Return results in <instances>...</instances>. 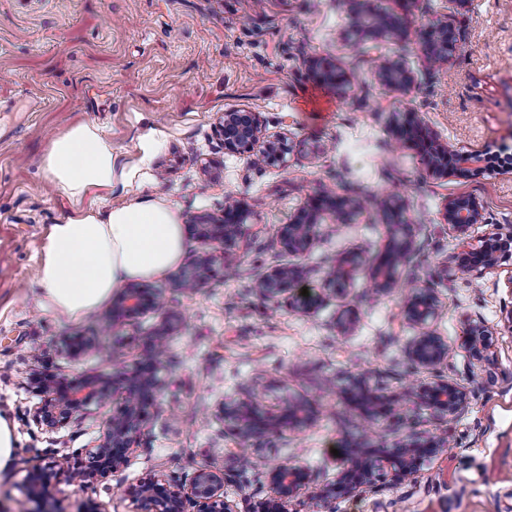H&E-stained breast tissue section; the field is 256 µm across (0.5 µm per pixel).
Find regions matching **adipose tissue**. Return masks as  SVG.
<instances>
[{"instance_id": "obj_1", "label": "adipose tissue", "mask_w": 512, "mask_h": 512, "mask_svg": "<svg viewBox=\"0 0 512 512\" xmlns=\"http://www.w3.org/2000/svg\"><path fill=\"white\" fill-rule=\"evenodd\" d=\"M42 166L76 205L48 226L35 275L38 299L60 315L84 319L124 284L162 276L182 259L184 227L164 203L132 200L106 213L86 204L87 196L127 178L96 125L77 124L51 140Z\"/></svg>"}]
</instances>
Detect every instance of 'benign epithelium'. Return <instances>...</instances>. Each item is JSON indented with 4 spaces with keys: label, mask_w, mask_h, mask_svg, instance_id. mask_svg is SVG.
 Wrapping results in <instances>:
<instances>
[{
    "label": "benign epithelium",
    "mask_w": 512,
    "mask_h": 512,
    "mask_svg": "<svg viewBox=\"0 0 512 512\" xmlns=\"http://www.w3.org/2000/svg\"><path fill=\"white\" fill-rule=\"evenodd\" d=\"M352 21L346 36L354 47L373 38L401 42L408 36L406 22L392 14H374L361 2V7L349 6ZM421 47L432 64L448 61L453 44L448 42V24H437L422 31ZM309 68L322 73V81L337 83L336 63L324 59L309 60ZM377 80L386 86L409 90L415 83L412 73L399 58H387L376 72ZM219 132L224 150L245 154L251 165L263 167L284 162L288 155V133L269 135L259 113L231 110L222 114ZM431 150L425 154L429 172L438 178L450 174L448 151L451 147L430 129H424ZM362 210V202L350 196H338L325 189L317 202L309 203L297 211L289 223L280 228V242L285 251L303 255L310 251L320 237V226L325 220L344 224ZM245 211L236 200H227L222 214L195 217L191 226L197 238L206 245L190 263L184 266L174 285L178 293L195 292L211 277L219 257L207 245L219 241L228 250L243 238L248 227ZM442 220L465 234L476 224L483 223V207L474 197L459 196L444 205ZM391 244L382 260L370 269L375 290L389 293L397 285V270L407 265L414 255L412 237L405 224L390 225ZM512 258V226L496 228L483 235L477 243L462 242L458 253L460 267L467 272H485L497 268L502 259ZM362 265L359 254L335 261L329 272V283L341 290L354 280ZM305 288L304 269L300 265H284L259 275L254 284L255 294L263 300L277 301L283 296L292 299L293 307L300 313L318 308L323 294L314 288L309 296L302 295ZM114 308L127 317H134L144 310H154L160 322L154 334L148 337L147 349L139 365L130 371H117L110 377L91 375L80 383L66 382L56 374L35 373L31 384L40 401L33 411V421L47 429L56 430L84 419L87 406L96 402L102 406L115 393L121 394L120 406L105 420L103 434L98 443L84 449L88 461L71 462L62 455L44 465L30 469L23 483V491L35 508L31 512H52L48 509L50 488L58 477L81 488L90 486L92 479L117 469L125 462L127 454L138 443L146 423L148 408L165 389L160 373L164 354L171 336L178 333L181 313L172 299L163 300L154 289L132 282L122 289ZM442 301L432 288L412 286L403 295L402 312L405 319L417 329L416 336L407 343L405 354L411 370H424L434 376V381L420 389H411L400 397L387 396L371 387L360 384L365 405L363 417L373 422L384 417L409 428L408 434L391 448H365L358 453L340 449L336 456V483L330 489L312 488L310 471L297 464H279L266 469L264 477L271 485L273 495L255 502L250 512H299L295 506L309 503L325 509L336 496H348L378 481L400 484L414 475L420 461L428 453L440 452L448 447V436L425 435L415 430L413 408L424 405L439 415L453 418L466 406V392L459 384L441 374L448 365V341L437 335L430 323L439 316ZM492 333L481 321L466 325L462 345L470 356L481 363L489 347ZM224 420L242 442L237 461L242 469L253 466L249 454L251 442L258 437H269L285 428L299 430L312 419L306 403L285 407L272 413L263 410L253 399L229 398L224 402ZM134 512H237L233 503L224 495V473L203 463L196 470L188 490L150 480L143 483L136 493Z\"/></svg>",
    "instance_id": "7a95c632"
}]
</instances>
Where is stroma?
<instances>
[{"label":"stroma","mask_w":512,"mask_h":512,"mask_svg":"<svg viewBox=\"0 0 512 512\" xmlns=\"http://www.w3.org/2000/svg\"><path fill=\"white\" fill-rule=\"evenodd\" d=\"M374 9L404 18L411 30L442 19V0H371ZM350 23L338 0H0V414L16 425L11 465L0 471V512H28L22 481L46 454L92 447L107 409L90 403L80 426L54 431L29 416L39 398L28 377L44 366L69 378L108 375L133 366L160 317L113 315L108 331L94 319L67 320L42 306L34 276L48 225L72 204L40 165L49 140L72 125H97L133 178L101 193V209L134 199L163 202L182 222L218 214L241 202L248 236L229 255L233 275L216 272L204 288L177 297L184 323L169 341L165 376L173 386L151 409L140 442L112 473L82 490L58 481L53 512H83L87 499L106 512H133V495L152 478L189 486L204 461L223 469L224 491L246 512L271 487L266 469L301 462L323 486L336 477L338 448H389L400 434L384 421L367 422L347 394L369 379L388 395L430 382L408 369L404 348L414 329L401 313V295L373 291L361 271L314 313L255 296L257 276L302 265L312 287L327 285L333 260L354 251L372 263L389 242V224L411 227L415 254L400 280L435 289L443 308L432 328L452 356L444 374L467 391L465 410L448 420L417 412L421 431L448 432L442 452L423 459L405 483H377L332 502V512H512V259L477 274L459 268L461 238L441 213L447 199L479 198L485 223L512 225V0H465L452 24L459 49L430 65L416 38L351 49ZM401 57L415 78L404 92L378 83L375 71ZM341 66L346 80L331 87L305 61ZM228 110L260 113L268 133L287 132L284 165L251 167L225 152L217 130ZM460 152L507 156L464 176H432L419 149L395 142L405 113ZM355 189L363 210L347 224L325 225L324 238L304 256L282 247L281 224L322 187ZM403 208L386 217L382 198ZM355 325L342 333L338 319ZM483 320L494 331L486 369L461 347L464 326ZM93 337L95 348L72 359L65 336ZM254 395L269 409L312 406V421L284 430L251 449L242 470L238 440L224 424L225 399Z\"/></svg>","instance_id":"stroma-1"}]
</instances>
